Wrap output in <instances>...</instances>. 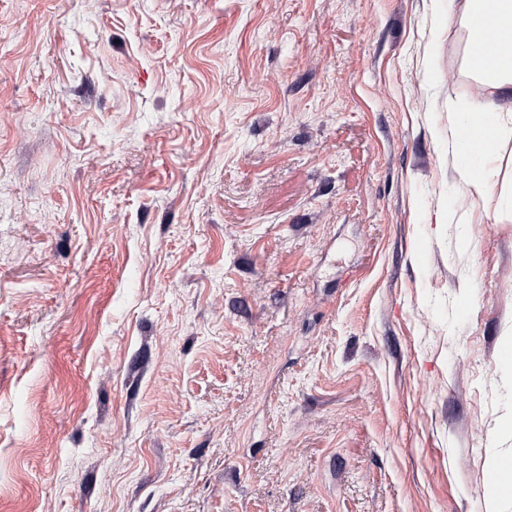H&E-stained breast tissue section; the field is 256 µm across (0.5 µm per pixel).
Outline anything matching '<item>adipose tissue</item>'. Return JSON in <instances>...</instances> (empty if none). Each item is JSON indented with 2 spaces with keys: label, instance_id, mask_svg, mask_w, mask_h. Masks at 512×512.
Here are the masks:
<instances>
[{
  "label": "adipose tissue",
  "instance_id": "ef3b65f1",
  "mask_svg": "<svg viewBox=\"0 0 512 512\" xmlns=\"http://www.w3.org/2000/svg\"><path fill=\"white\" fill-rule=\"evenodd\" d=\"M482 11L488 27L496 29L509 50V57L488 60L477 55L473 49H466L465 64L472 75L483 85L493 88L512 87V0H463L461 20L471 22L475 11ZM496 107L494 100L485 98L474 101L472 111L475 120L469 129L470 139L461 145L462 153L468 154L467 162L462 163L464 182L472 196L481 198L490 190V180L483 171L484 154L473 152L472 141L481 139L486 133H493L495 139H503L507 131L491 128L485 121L486 113Z\"/></svg>",
  "mask_w": 512,
  "mask_h": 512
}]
</instances>
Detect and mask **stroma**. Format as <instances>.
<instances>
[{"label": "stroma", "mask_w": 512, "mask_h": 512, "mask_svg": "<svg viewBox=\"0 0 512 512\" xmlns=\"http://www.w3.org/2000/svg\"><path fill=\"white\" fill-rule=\"evenodd\" d=\"M462 0H0V512H483L512 140ZM496 107V102L491 98L472 102V114L475 115V120L469 129L470 139L466 142L462 141L461 144V154L465 153L470 158L467 162L460 159L463 179L470 194L478 198L484 197L490 190V180L483 170V162L490 152L493 151L498 140L504 139L505 136L509 135L508 130L491 127L489 123L484 120L485 114L491 112ZM487 132H492L494 135L493 146L488 152L474 153L471 148V141L481 139ZM477 169L480 171H476Z\"/></svg>", "instance_id": "stroma-1"}]
</instances>
